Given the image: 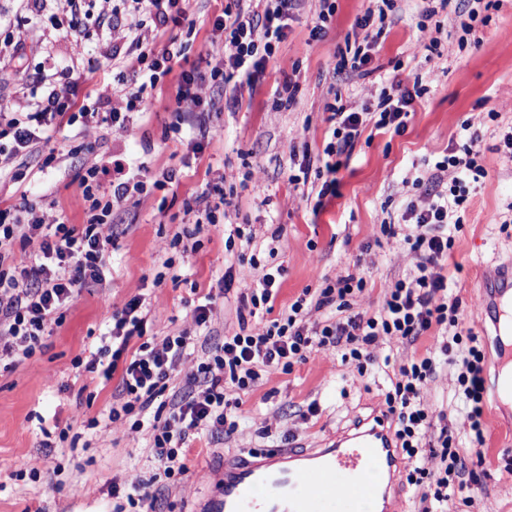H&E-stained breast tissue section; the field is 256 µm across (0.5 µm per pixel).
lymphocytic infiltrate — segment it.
Wrapping results in <instances>:
<instances>
[{"label": "lymphocytic infiltrate", "instance_id": "1", "mask_svg": "<svg viewBox=\"0 0 512 512\" xmlns=\"http://www.w3.org/2000/svg\"><path fill=\"white\" fill-rule=\"evenodd\" d=\"M299 0H230L223 18L217 19V34L204 51L211 65L209 76L181 72L177 81V121L192 124L197 113L219 104L237 106V96H226L227 86L254 87L287 36ZM395 0H370L364 14L355 20L363 40L339 65L358 70L367 67L382 35L380 24ZM186 0H130L123 16L115 17L107 38L113 48L124 49L121 60L112 63V81L96 91L94 99L79 101V82L71 69L45 57L34 80L41 85L38 96L26 102L25 112L0 114V169L16 158L49 147L53 135L64 125L100 124L121 137L135 134L132 114L146 112L147 88L173 70L180 48L155 51L154 34L187 18ZM421 83L412 89L392 82L375 102L356 109L335 98L327 104L330 140L323 153L320 195L335 193L336 174L344 157L350 156L366 123L379 129L403 130L408 108L422 96ZM466 141L435 163L427 180L438 185L435 194L410 202L405 216L410 221L403 241L420 256L412 282H396L385 297L379 315L353 312L352 300L365 288L363 280L339 277L322 288L316 298L298 297L287 312L260 327H241L224 341L205 347L183 393L168 414L153 411L155 399L164 392L195 346V339L182 332L160 341L143 338L152 306L145 298H130L112 315V360L104 377L119 375L125 400L113 407L109 418L135 415V427L151 434L155 465L166 475L186 471L184 448L189 436L202 430L220 432L228 423L224 391L233 387L253 390L265 373L289 372L294 361L313 348H336L356 361L366 373L363 348L378 337L401 343L416 342L431 334L432 347L425 356L410 359L399 367L385 397L387 411L395 422V438L405 459V479L420 490L421 512H448L450 487L465 489L466 460L455 446L448 429L429 441L431 422L423 406V387L428 378L451 358H458L462 371L458 382L461 401L473 440L484 443L482 422L485 393L483 350L464 347L460 301L449 297L443 269L454 239L448 226L468 202L467 178L484 176L478 164L480 132L475 121H467ZM125 154L95 156L86 177L96 187L111 188L109 203L93 200L81 224L65 223L52 206L30 200L0 209V350L33 356L43 336L61 325L62 310L76 288L105 278L112 254V207L133 194L143 192L145 183L134 180ZM335 307L340 319L325 321L311 331L304 324L309 309ZM138 348H130L133 338Z\"/></svg>", "mask_w": 512, "mask_h": 512}]
</instances>
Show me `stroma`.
Wrapping results in <instances>:
<instances>
[{
    "label": "stroma",
    "mask_w": 512,
    "mask_h": 512,
    "mask_svg": "<svg viewBox=\"0 0 512 512\" xmlns=\"http://www.w3.org/2000/svg\"><path fill=\"white\" fill-rule=\"evenodd\" d=\"M227 3L190 0L187 23L169 26L156 39L155 50L174 37L184 51L174 74L152 90L146 114L136 120L135 139L123 141L102 128L75 152L71 145L78 129L64 126L55 135L61 161L47 162L42 151L16 159L0 173V208L25 195L53 204L68 224L84 221L80 181L93 155L132 154L146 183L143 194L112 210V266L105 281L87 283L75 293L62 325L44 337L31 358L17 363L0 357V512H191L219 488L226 456L244 449L316 448L356 417L384 410L393 373L411 356L425 354L430 337L413 344L379 337L364 348L372 363L363 375L341 351L316 348L292 372L266 374L252 392L228 391L236 430L190 436L186 472L168 478L152 460L146 429L134 428L130 416L108 419L120 398L119 377L104 380L84 363L95 352L102 363L110 362V353L100 347L112 330V313L139 294L153 305L148 337L186 331L211 345L238 332L237 297L251 282L252 257L284 269L275 312L287 310L303 291L318 292L349 274L366 282L355 310L378 313L388 289L411 281L420 261L402 241L401 215L419 195L415 179L459 148L464 123L479 115L484 118L479 162L486 175L468 186L444 274L449 296L461 302L463 329L485 349L486 379L495 375V345L475 305L481 282L512 257V157L502 147L504 135L512 132V0L489 8L486 21H475L467 36L456 21L461 0H450L431 19L422 17L421 0H395L380 50L365 74L338 70L337 63L340 50L362 38L354 21L368 0H335L321 42L309 38L315 4L303 0L261 81L239 92L238 107L202 113L201 131L174 130L176 74L200 67V52ZM97 14V7H90L78 18L76 34L63 38L57 32L62 18L48 0L42 15L25 26V63L1 68L0 82L30 87L48 47L56 61L83 72L105 39ZM438 31L444 34V55L430 61L417 46ZM395 77L408 86L422 81L428 91L413 103L404 131L366 126L337 174L336 196L315 210L304 186L290 177L302 161L315 168L323 164L329 140L326 103L339 95L361 107ZM290 80L300 86L296 103L273 110L276 91ZM167 171L175 172V182L157 186ZM215 187L232 196L228 214L242 225L244 239L228 251L223 234L206 227L194 237L195 252L172 246L174 234L189 227L187 203ZM385 222L394 225L395 236L381 233ZM227 270L234 278L231 294L217 299L208 328L197 327L194 308ZM459 373V365L448 364L424 386L423 405L433 430L448 427L466 458H485L468 495H452L448 512H512V409L485 408V442L475 448L457 398ZM312 404L318 407L314 416L308 412ZM35 457L45 466L33 480L22 471ZM135 478L148 484L150 497L131 506L123 493Z\"/></svg>",
    "instance_id": "1"
}]
</instances>
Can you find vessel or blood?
I'll list each match as a JSON object with an SVG mask.
<instances>
[{
  "label": "vessel or blood",
  "instance_id": "1",
  "mask_svg": "<svg viewBox=\"0 0 512 512\" xmlns=\"http://www.w3.org/2000/svg\"><path fill=\"white\" fill-rule=\"evenodd\" d=\"M480 312L494 332L512 321V271L483 290ZM403 462L389 418L370 415L322 448L241 451L224 461V488L206 512H394Z\"/></svg>",
  "mask_w": 512,
  "mask_h": 512
}]
</instances>
